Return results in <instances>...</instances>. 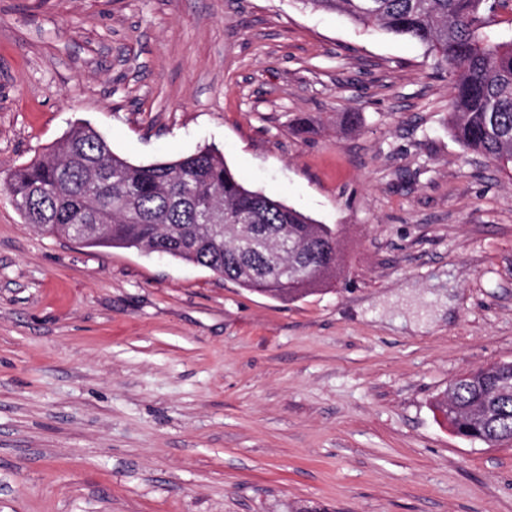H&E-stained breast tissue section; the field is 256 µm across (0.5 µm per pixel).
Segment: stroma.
<instances>
[{
  "label": "stroma",
  "mask_w": 512,
  "mask_h": 512,
  "mask_svg": "<svg viewBox=\"0 0 512 512\" xmlns=\"http://www.w3.org/2000/svg\"><path fill=\"white\" fill-rule=\"evenodd\" d=\"M452 96L423 44L295 0H0V176L78 124L136 165L213 146L343 257L276 300L0 189V512H512V447L433 408L512 361V176Z\"/></svg>",
  "instance_id": "obj_1"
}]
</instances>
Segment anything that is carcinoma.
Wrapping results in <instances>:
<instances>
[{"mask_svg":"<svg viewBox=\"0 0 512 512\" xmlns=\"http://www.w3.org/2000/svg\"><path fill=\"white\" fill-rule=\"evenodd\" d=\"M298 2L426 45L453 82L460 145L512 171V41L486 31L507 0ZM0 184L42 232L86 248L162 253L272 299L305 297L340 271L335 228L246 187L216 150L135 165L80 125ZM434 408L462 438L511 444L512 362L456 378Z\"/></svg>","mask_w":512,"mask_h":512,"instance_id":"obj_1","label":"carcinoma"}]
</instances>
